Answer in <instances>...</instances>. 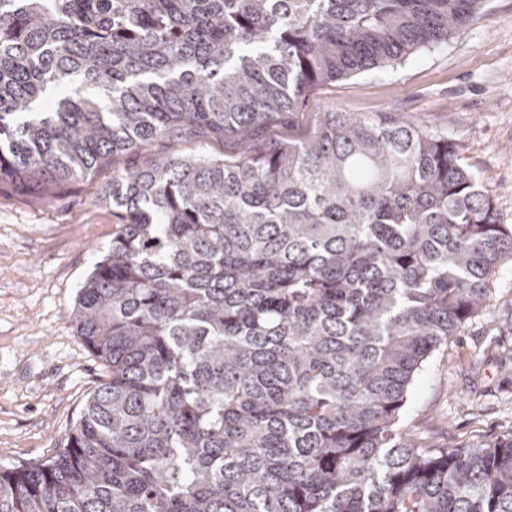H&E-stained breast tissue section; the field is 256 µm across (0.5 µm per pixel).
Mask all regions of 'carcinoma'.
Returning a JSON list of instances; mask_svg holds the SVG:
<instances>
[{
	"instance_id": "1",
	"label": "carcinoma",
	"mask_w": 512,
	"mask_h": 512,
	"mask_svg": "<svg viewBox=\"0 0 512 512\" xmlns=\"http://www.w3.org/2000/svg\"><path fill=\"white\" fill-rule=\"evenodd\" d=\"M486 0H0V181L92 179L159 140L258 136L310 89L462 36ZM73 321L106 368L0 512H512V436L399 421L512 256L437 129L327 110L264 151L112 173Z\"/></svg>"
}]
</instances>
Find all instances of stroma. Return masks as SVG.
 Returning <instances> with one entry per match:
<instances>
[{
  "label": "stroma",
  "instance_id": "stroma-1",
  "mask_svg": "<svg viewBox=\"0 0 512 512\" xmlns=\"http://www.w3.org/2000/svg\"><path fill=\"white\" fill-rule=\"evenodd\" d=\"M327 109L403 112L446 133L490 189L498 223L512 225V0H487L485 14L447 48L315 87L260 138L302 135ZM133 163L117 158L49 200L0 184V466L53 456L102 379L73 313L112 243V173ZM489 296L491 315L450 336L408 391L400 425L426 443L467 447L512 433V259L496 270Z\"/></svg>",
  "mask_w": 512,
  "mask_h": 512
}]
</instances>
